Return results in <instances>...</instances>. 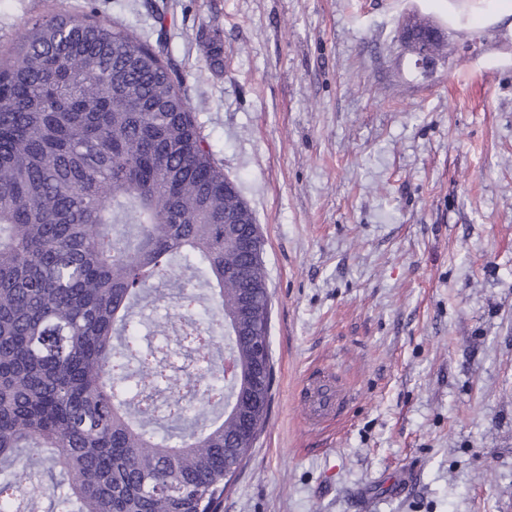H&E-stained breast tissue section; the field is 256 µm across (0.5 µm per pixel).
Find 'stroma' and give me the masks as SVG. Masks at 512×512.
<instances>
[{
    "label": "stroma",
    "mask_w": 512,
    "mask_h": 512,
    "mask_svg": "<svg viewBox=\"0 0 512 512\" xmlns=\"http://www.w3.org/2000/svg\"><path fill=\"white\" fill-rule=\"evenodd\" d=\"M67 4L140 35L173 19L265 241L272 401L222 512H512V29L465 0ZM52 9L0 0V51ZM413 17L444 36L426 66ZM324 371L346 398L310 427Z\"/></svg>",
    "instance_id": "obj_1"
}]
</instances>
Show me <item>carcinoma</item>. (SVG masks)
Returning <instances> with one entry per match:
<instances>
[{
    "mask_svg": "<svg viewBox=\"0 0 512 512\" xmlns=\"http://www.w3.org/2000/svg\"><path fill=\"white\" fill-rule=\"evenodd\" d=\"M257 229L161 39L60 9L0 54V512L44 450L59 512H219L272 396ZM174 293L198 405L161 437L138 315ZM220 337L234 372L214 381Z\"/></svg>",
    "mask_w": 512,
    "mask_h": 512,
    "instance_id": "1",
    "label": "carcinoma"
}]
</instances>
